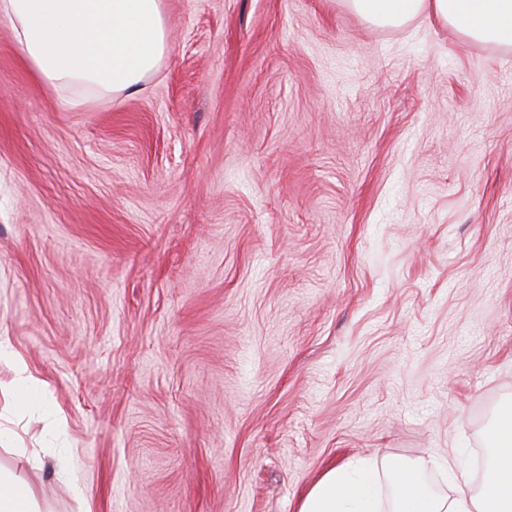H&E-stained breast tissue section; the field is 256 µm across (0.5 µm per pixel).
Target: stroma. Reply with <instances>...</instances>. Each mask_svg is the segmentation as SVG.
I'll return each instance as SVG.
<instances>
[{
    "label": "stroma",
    "mask_w": 512,
    "mask_h": 512,
    "mask_svg": "<svg viewBox=\"0 0 512 512\" xmlns=\"http://www.w3.org/2000/svg\"><path fill=\"white\" fill-rule=\"evenodd\" d=\"M72 107L0 17V466L51 512H299L472 480L512 396V49L336 0H162ZM36 387L7 389L15 363ZM378 478L363 464L326 471L304 496L299 512H382Z\"/></svg>",
    "instance_id": "35a3bbf8"
}]
</instances>
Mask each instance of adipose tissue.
<instances>
[{
  "label": "adipose tissue",
  "instance_id": "1",
  "mask_svg": "<svg viewBox=\"0 0 512 512\" xmlns=\"http://www.w3.org/2000/svg\"><path fill=\"white\" fill-rule=\"evenodd\" d=\"M343 2L375 26L432 18L463 38L512 48V0ZM0 14L10 19L14 41L37 80L86 97L138 91L170 51L162 0H0ZM497 415L479 488H472L452 455L450 496L433 494L415 468L396 463L388 468L397 489L394 512H512L511 398L500 403ZM0 512L48 510L22 480L0 471ZM299 512H382L378 479L362 464L331 468L304 496Z\"/></svg>",
  "mask_w": 512,
  "mask_h": 512
}]
</instances>
